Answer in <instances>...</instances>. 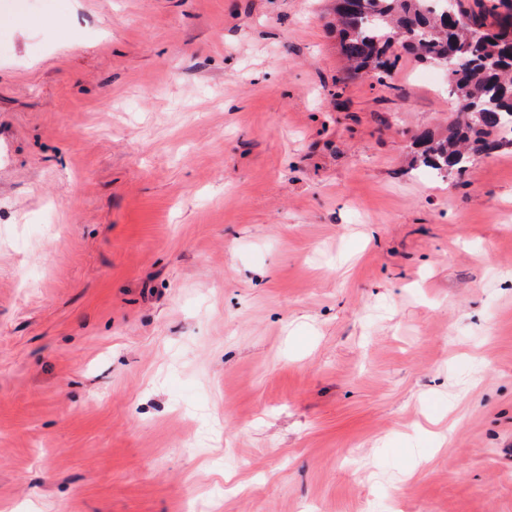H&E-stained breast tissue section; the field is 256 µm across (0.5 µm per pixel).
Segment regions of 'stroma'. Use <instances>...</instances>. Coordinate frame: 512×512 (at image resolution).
<instances>
[{
    "label": "stroma",
    "mask_w": 512,
    "mask_h": 512,
    "mask_svg": "<svg viewBox=\"0 0 512 512\" xmlns=\"http://www.w3.org/2000/svg\"><path fill=\"white\" fill-rule=\"evenodd\" d=\"M326 0H0V512H512V150Z\"/></svg>",
    "instance_id": "35a3bbf8"
}]
</instances>
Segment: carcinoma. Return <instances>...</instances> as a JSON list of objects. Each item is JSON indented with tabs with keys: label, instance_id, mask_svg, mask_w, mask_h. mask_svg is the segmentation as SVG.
Here are the masks:
<instances>
[{
	"label": "carcinoma",
	"instance_id": "obj_1",
	"mask_svg": "<svg viewBox=\"0 0 512 512\" xmlns=\"http://www.w3.org/2000/svg\"><path fill=\"white\" fill-rule=\"evenodd\" d=\"M443 0H352L343 10L333 0L341 54L352 75L388 83L405 56L417 63L446 64L456 118L414 138L415 163L437 176L462 177L477 157L512 146V0H454L450 19Z\"/></svg>",
	"mask_w": 512,
	"mask_h": 512
}]
</instances>
